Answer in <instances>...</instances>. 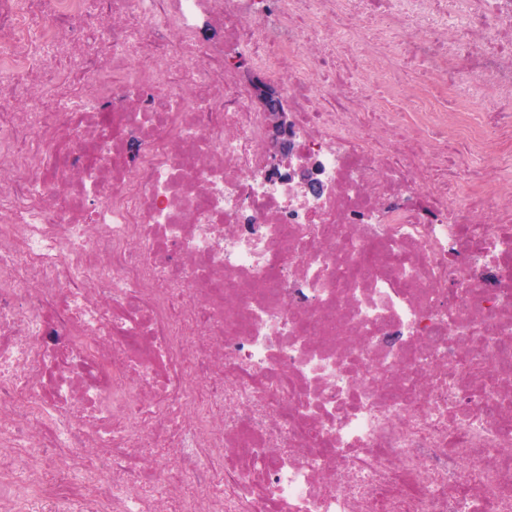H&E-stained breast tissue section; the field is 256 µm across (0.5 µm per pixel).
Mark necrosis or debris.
I'll return each instance as SVG.
<instances>
[{
  "instance_id": "obj_1",
  "label": "necrosis or debris",
  "mask_w": 512,
  "mask_h": 512,
  "mask_svg": "<svg viewBox=\"0 0 512 512\" xmlns=\"http://www.w3.org/2000/svg\"><path fill=\"white\" fill-rule=\"evenodd\" d=\"M506 103L512 0H0V512H512ZM253 88L261 109L267 112L271 131L268 151L274 168L277 169L288 160L294 148L290 116L277 88L263 82L254 84Z\"/></svg>"
}]
</instances>
